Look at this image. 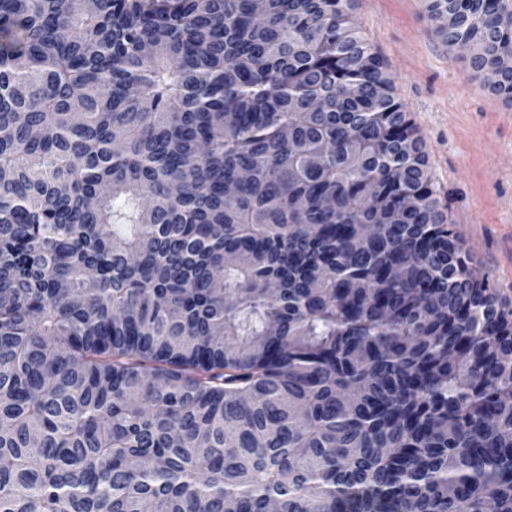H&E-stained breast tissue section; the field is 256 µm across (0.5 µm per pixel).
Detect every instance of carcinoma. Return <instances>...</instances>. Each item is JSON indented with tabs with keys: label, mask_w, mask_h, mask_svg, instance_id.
Segmentation results:
<instances>
[{
	"label": "carcinoma",
	"mask_w": 512,
	"mask_h": 512,
	"mask_svg": "<svg viewBox=\"0 0 512 512\" xmlns=\"http://www.w3.org/2000/svg\"><path fill=\"white\" fill-rule=\"evenodd\" d=\"M356 0H0V512H512V305ZM512 98V0H427Z\"/></svg>",
	"instance_id": "carcinoma-1"
}]
</instances>
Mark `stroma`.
Masks as SVG:
<instances>
[{
	"label": "stroma",
	"mask_w": 512,
	"mask_h": 512,
	"mask_svg": "<svg viewBox=\"0 0 512 512\" xmlns=\"http://www.w3.org/2000/svg\"><path fill=\"white\" fill-rule=\"evenodd\" d=\"M354 16L425 143L471 269L512 302V100L488 89L468 51L442 40L426 0H358Z\"/></svg>",
	"instance_id": "35a3bbf8"
}]
</instances>
